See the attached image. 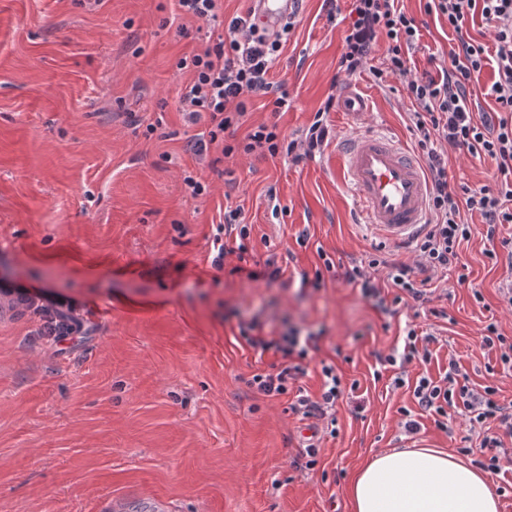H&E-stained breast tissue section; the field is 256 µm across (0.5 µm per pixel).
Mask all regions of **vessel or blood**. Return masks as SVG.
<instances>
[{
  "label": "vessel or blood",
  "mask_w": 512,
  "mask_h": 512,
  "mask_svg": "<svg viewBox=\"0 0 512 512\" xmlns=\"http://www.w3.org/2000/svg\"><path fill=\"white\" fill-rule=\"evenodd\" d=\"M252 2L257 23L275 29L295 0ZM337 156L362 222L393 244L411 241L428 221L426 176L416 157L396 139L374 132L349 137Z\"/></svg>",
  "instance_id": "1"
}]
</instances>
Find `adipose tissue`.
Wrapping results in <instances>:
<instances>
[{
	"instance_id": "1",
	"label": "adipose tissue",
	"mask_w": 512,
	"mask_h": 512,
	"mask_svg": "<svg viewBox=\"0 0 512 512\" xmlns=\"http://www.w3.org/2000/svg\"><path fill=\"white\" fill-rule=\"evenodd\" d=\"M348 494L352 512H499L487 477L437 448L374 455Z\"/></svg>"
}]
</instances>
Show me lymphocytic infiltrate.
Wrapping results in <instances>:
<instances>
[{
    "mask_svg": "<svg viewBox=\"0 0 512 512\" xmlns=\"http://www.w3.org/2000/svg\"><path fill=\"white\" fill-rule=\"evenodd\" d=\"M424 10L445 19L456 39L447 60L439 61L435 76L414 73L410 66L409 52L420 33L415 17L405 11L401 0H350L339 71L347 77L366 71L379 84L390 77L402 80L410 103L408 128L430 186V222L427 232L417 238L411 259L397 262L372 253L352 260L343 278L359 286L363 297L377 307L389 301L396 305L412 301L430 306L434 317L444 319L447 310L433 305V285L457 266L459 247L471 237L466 214L479 215L486 226V238L492 243L486 258L494 264L506 259L512 270V237L498 234L500 225L512 224V0H426ZM476 19L488 25L489 42L469 37L467 26ZM293 28L290 19L271 31L258 27L252 16H237L229 22L228 37L190 56L192 77L181 90L179 104L186 122L207 126L206 136L190 145L196 155L217 150L226 158L257 155L274 159L286 154L299 161L328 143L331 130L319 114L297 137L275 123L259 124L240 140L225 137L226 131L239 125L253 100H269L278 112L287 108L288 92L272 81L270 69ZM377 50L382 61L376 67L369 59ZM488 66L493 77L484 96L495 103L489 111L482 108L473 90ZM452 149L488 165L485 183H450L448 152ZM252 230L240 208L225 209L224 222L212 242V266L223 268L226 256L233 254L241 263L240 273L248 279L278 280L282 268L274 258H267L263 269L248 267ZM381 270L393 290L392 298L382 296L374 283ZM239 330L246 345L273 352L282 360L276 370L247 379V386L256 393L266 397L287 394L289 385L306 374L309 352L317 346L315 336L301 335L295 329L266 336L254 321L240 324ZM321 375L320 396L301 400L302 415L326 421L332 429L336 426L334 409L345 389L335 364L322 363ZM461 376L453 361L439 378L420 374L412 387L413 400L440 429H447L452 410L459 411L470 425L483 427L480 446L485 453L475 464L488 473H498L512 465V448L505 445L506 439H512V405L498 402L496 384L472 387L462 383Z\"/></svg>",
    "mask_w": 512,
    "mask_h": 512,
    "instance_id": "f902f5d3",
    "label": "lymphocytic infiltrate"
}]
</instances>
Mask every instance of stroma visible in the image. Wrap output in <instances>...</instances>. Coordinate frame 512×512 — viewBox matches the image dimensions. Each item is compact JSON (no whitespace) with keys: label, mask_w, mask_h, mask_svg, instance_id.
<instances>
[{"label":"stroma","mask_w":512,"mask_h":512,"mask_svg":"<svg viewBox=\"0 0 512 512\" xmlns=\"http://www.w3.org/2000/svg\"><path fill=\"white\" fill-rule=\"evenodd\" d=\"M403 4L421 26L410 56L422 72L448 51V25L425 14V0ZM339 7L331 19L323 0H300L270 70L290 108L255 101L238 135L272 122L298 134L312 122L342 53L346 0ZM206 44L174 0H0V282L64 296L83 322L54 343L32 310L0 321V512H350L361 465L411 445L398 409L413 407L412 392L392 389L376 359L402 349L409 323L444 342L429 363L408 365V380L454 360L469 383L496 381L498 400L512 402V377L493 379L495 355L474 346L493 320L512 336L498 300L506 267L485 257L480 217L460 248L464 271L440 283L453 323L411 306L383 311L341 276L380 238L328 173L335 143L367 130L413 145L400 80L356 76L368 112L354 121L331 110L335 141L315 157L217 162L189 151L205 127L178 110L191 78L179 61ZM189 175L207 193L190 197ZM229 204L254 226L252 259L276 257L280 279L248 280L233 255L212 267ZM327 258L332 271L309 286ZM251 320L266 335L290 324L318 334L314 359L358 385L312 468L295 462L317 421L291 406L316 395L321 377L308 370L275 398L253 392L247 379L280 359L240 339ZM421 423L420 440L454 456L478 436L459 415L445 431Z\"/></svg>","instance_id":"1"}]
</instances>
